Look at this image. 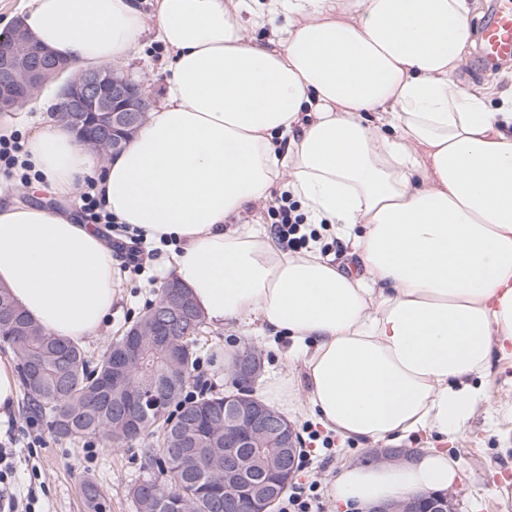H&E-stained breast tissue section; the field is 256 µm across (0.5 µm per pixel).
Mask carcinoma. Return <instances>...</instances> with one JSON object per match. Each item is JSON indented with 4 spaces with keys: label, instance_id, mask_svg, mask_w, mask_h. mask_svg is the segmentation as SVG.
<instances>
[{
    "label": "carcinoma",
    "instance_id": "1",
    "mask_svg": "<svg viewBox=\"0 0 512 512\" xmlns=\"http://www.w3.org/2000/svg\"><path fill=\"white\" fill-rule=\"evenodd\" d=\"M203 320L196 315L182 322L178 334L169 337L160 346H147L133 369V381L149 382L166 376L171 355L180 358L184 376L177 387L176 398H181L187 387L195 365L194 344L185 341L200 330ZM10 333L17 343L12 351L18 361L21 383L25 391L28 408L40 413L58 440L101 438L114 448L137 438L145 440L161 434L156 419L143 420L137 437H132L125 425L112 416V389L103 390L98 385V376H112V356L104 353L92 363L87 352L79 345L67 343L40 328L19 310L8 290L0 286V333ZM37 356L46 371L39 382L27 380L28 360ZM216 441L208 437H197L199 458L185 460L179 465L166 461L165 448H148V460L159 469L160 479L144 480L130 489L135 512H164L161 499L171 502L183 501V512H216L212 503L201 494L213 475L206 470L204 452L213 448ZM247 475L251 483L263 490L283 495L288 488L291 475L280 462V450L266 447L253 454L245 452ZM158 486L162 493L151 497V502L142 505L139 491ZM82 491L92 512H106L107 502L99 486L90 478L82 483Z\"/></svg>",
    "mask_w": 512,
    "mask_h": 512
}]
</instances>
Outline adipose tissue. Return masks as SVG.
Instances as JSON below:
<instances>
[{
    "instance_id": "obj_1",
    "label": "adipose tissue",
    "mask_w": 512,
    "mask_h": 512,
    "mask_svg": "<svg viewBox=\"0 0 512 512\" xmlns=\"http://www.w3.org/2000/svg\"><path fill=\"white\" fill-rule=\"evenodd\" d=\"M468 14L467 0H157L172 76L120 154L99 161L61 120L12 125L29 130L36 188L64 197L96 175L129 234L171 249L163 275L204 320L291 338L307 392L275 380L272 403L344 441L445 436L486 396L472 378L512 355V107L453 80ZM21 19L88 67L135 56L144 29L138 0H26ZM275 190L352 237L361 271L230 225ZM121 263L98 225L0 187V285L48 333L97 336ZM458 476L447 452L415 448L346 464L331 494L370 512Z\"/></svg>"
}]
</instances>
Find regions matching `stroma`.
<instances>
[{
	"mask_svg": "<svg viewBox=\"0 0 512 512\" xmlns=\"http://www.w3.org/2000/svg\"><path fill=\"white\" fill-rule=\"evenodd\" d=\"M140 45L138 56L123 62L122 67L144 85L153 101H161L170 75L167 54L155 52L152 27H145ZM454 79L464 89L482 92L492 107L512 101V69L485 70L468 53ZM170 258L169 250H161L145 275L122 276L107 324L85 344L91 355H103L158 300L165 282L162 271ZM289 345L288 338L270 335L255 324H203L196 347L203 367L193 371L189 388L213 395L235 390L228 360L249 346L256 348L263 359L264 378L253 386L254 396H263L266 377L293 372L295 361L288 352ZM488 381V402L481 404L463 431L447 442L448 454L459 466L460 479L453 486L459 496V512H512V357L493 359ZM31 417L21 401L9 415L14 423L10 430L16 451L11 481L28 491V512H88L81 493V483L87 477L98 482L108 504L107 512H135L131 487L157 474L146 462L143 443L131 442L116 449L99 439L59 441L47 424L30 429L27 422ZM291 422L312 460L311 467L295 472L293 479L317 482L323 512H335L330 496L332 479L345 464L375 462L376 447L338 440L327 448L313 439L318 426L311 419L295 416Z\"/></svg>",
	"mask_w": 512,
	"mask_h": 512,
	"instance_id": "obj_1",
	"label": "stroma"
}]
</instances>
